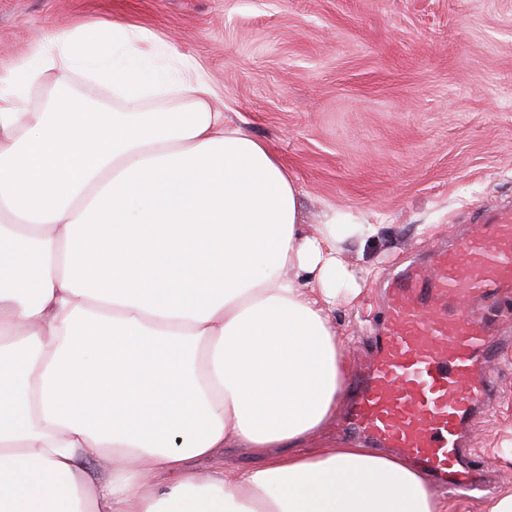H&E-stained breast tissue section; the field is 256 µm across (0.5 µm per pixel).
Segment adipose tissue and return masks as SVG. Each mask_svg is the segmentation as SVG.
Masks as SVG:
<instances>
[{"mask_svg":"<svg viewBox=\"0 0 512 512\" xmlns=\"http://www.w3.org/2000/svg\"><path fill=\"white\" fill-rule=\"evenodd\" d=\"M215 95L119 22L0 69V512H448L401 459L307 447L348 375L340 245L376 228L305 230L295 180ZM228 448L251 466L199 470Z\"/></svg>","mask_w":512,"mask_h":512,"instance_id":"ef3b65f1","label":"adipose tissue"}]
</instances>
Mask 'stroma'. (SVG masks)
<instances>
[{
  "label": "stroma",
  "instance_id": "stroma-1",
  "mask_svg": "<svg viewBox=\"0 0 512 512\" xmlns=\"http://www.w3.org/2000/svg\"><path fill=\"white\" fill-rule=\"evenodd\" d=\"M112 20L195 62L214 107L297 181L305 228L330 210L377 225L340 253L360 286L332 315L348 362L364 359L395 270L512 209V0H0V64ZM495 367L496 399L465 443L499 494L512 488V346Z\"/></svg>",
  "mask_w": 512,
  "mask_h": 512
}]
</instances>
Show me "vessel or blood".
I'll return each instance as SVG.
<instances>
[{
    "label": "vessel or blood",
    "instance_id": "b4317fda",
    "mask_svg": "<svg viewBox=\"0 0 512 512\" xmlns=\"http://www.w3.org/2000/svg\"><path fill=\"white\" fill-rule=\"evenodd\" d=\"M392 283L374 354L353 381L349 424L370 447L414 460L429 480L470 488L480 476L466 464L464 431L492 400L489 362L502 340L491 326L512 298V212ZM451 297L479 307L449 313Z\"/></svg>",
    "mask_w": 512,
    "mask_h": 512
}]
</instances>
